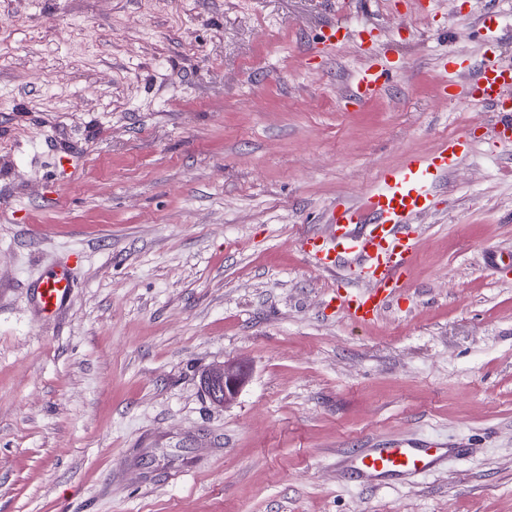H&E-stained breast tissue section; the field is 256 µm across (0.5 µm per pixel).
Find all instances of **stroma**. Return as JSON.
Segmentation results:
<instances>
[{
    "instance_id": "obj_1",
    "label": "stroma",
    "mask_w": 512,
    "mask_h": 512,
    "mask_svg": "<svg viewBox=\"0 0 512 512\" xmlns=\"http://www.w3.org/2000/svg\"><path fill=\"white\" fill-rule=\"evenodd\" d=\"M492 37L512 56V0H0V512H512V144L440 91ZM378 54L392 82L348 103ZM461 133L397 301L354 327L328 301L359 263L306 238ZM402 439L469 453L344 478ZM73 279L65 266L50 269L35 288L38 308L41 312L59 313L68 302ZM249 379L250 370L246 363L224 362L221 367L205 374L203 385L213 403L227 407L237 400ZM459 448L445 443L419 447L406 441L388 446L357 448L341 459L343 471L370 486H384L433 471Z\"/></svg>"
}]
</instances>
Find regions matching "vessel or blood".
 Returning <instances> with one entry per match:
<instances>
[{"mask_svg":"<svg viewBox=\"0 0 512 512\" xmlns=\"http://www.w3.org/2000/svg\"><path fill=\"white\" fill-rule=\"evenodd\" d=\"M390 74L386 62L373 59L352 84V99L362 102L379 94ZM457 102L501 113L498 138H512V63L503 61L496 44H487L480 64L456 81ZM463 137H454L424 156L409 158L400 168L386 171L377 190L357 203L331 207L332 231L325 243L311 242L310 255L318 269L329 272L345 258L363 263V289L338 294L331 305L347 321L364 324L395 300L398 284L412 258V219L427 210L436 185L455 170L466 154ZM362 225L359 233L351 225ZM73 280L67 267L50 269L35 289L38 308L51 314L68 302ZM455 447L434 443L424 447L396 441L376 448H358L341 459L343 471L370 486H384L433 471L455 454Z\"/></svg>","mask_w":512,"mask_h":512,"instance_id":"1","label":"vessel or blood"}]
</instances>
